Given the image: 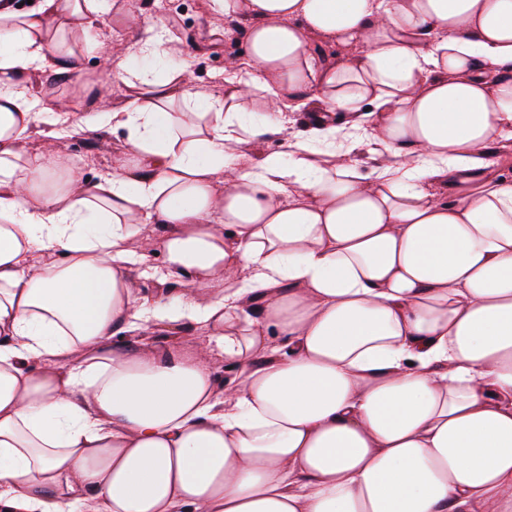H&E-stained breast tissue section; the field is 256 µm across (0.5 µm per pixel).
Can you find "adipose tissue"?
<instances>
[{"instance_id":"adipose-tissue-1","label":"adipose tissue","mask_w":512,"mask_h":512,"mask_svg":"<svg viewBox=\"0 0 512 512\" xmlns=\"http://www.w3.org/2000/svg\"><path fill=\"white\" fill-rule=\"evenodd\" d=\"M212 3L251 20L220 94L148 8H0V512H512V0ZM106 10L146 32L107 64L125 105L89 76L93 111L39 107ZM64 125L126 131L109 176ZM154 248L184 289L148 303Z\"/></svg>"}]
</instances>
